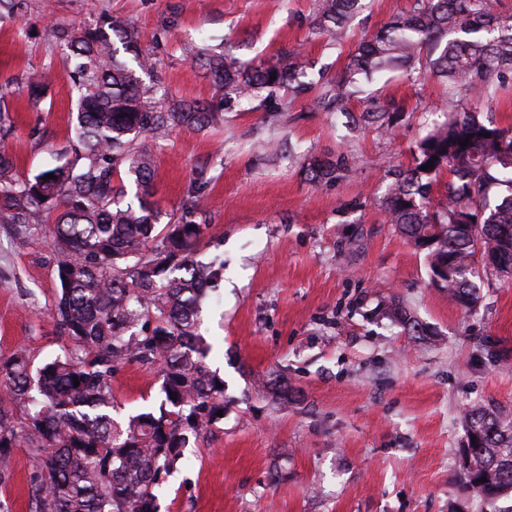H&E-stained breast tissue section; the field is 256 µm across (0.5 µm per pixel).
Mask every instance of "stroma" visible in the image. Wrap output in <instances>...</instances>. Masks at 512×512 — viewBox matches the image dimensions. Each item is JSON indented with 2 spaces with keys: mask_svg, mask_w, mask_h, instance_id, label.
Returning a JSON list of instances; mask_svg holds the SVG:
<instances>
[{
  "mask_svg": "<svg viewBox=\"0 0 512 512\" xmlns=\"http://www.w3.org/2000/svg\"><path fill=\"white\" fill-rule=\"evenodd\" d=\"M410 4L373 0L339 45L311 35L315 0H9L0 7V100L13 125L5 146L23 178L72 157L71 69L52 27L124 16L155 55L168 100L212 102L187 45L255 65L296 48L314 69L336 72ZM45 71L50 89L31 107L17 88ZM383 94L406 109L391 137L348 131L309 96L288 112L254 100L220 124L140 138L165 215L179 214L191 181L206 182L197 258L224 264L200 328L224 379V417L157 488L160 512H478L459 482L461 415L475 404L512 415V282L485 276L479 305L463 313L430 284L423 254L384 223L387 176L441 120L448 90L398 77ZM340 150L351 156L346 177L312 186L307 156ZM58 293L44 225L0 224V356L20 350L37 368L61 354ZM387 296L433 337L382 319ZM276 378L287 402L269 394ZM160 386L156 369L136 362L112 377L123 414L158 408ZM34 471L28 446L0 459V512H30Z\"/></svg>",
  "mask_w": 512,
  "mask_h": 512,
  "instance_id": "obj_1",
  "label": "stroma"
}]
</instances>
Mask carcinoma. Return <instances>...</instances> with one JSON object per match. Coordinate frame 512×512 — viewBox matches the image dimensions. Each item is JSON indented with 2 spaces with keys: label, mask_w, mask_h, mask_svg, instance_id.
Listing matches in <instances>:
<instances>
[{
  "label": "carcinoma",
  "mask_w": 512,
  "mask_h": 512,
  "mask_svg": "<svg viewBox=\"0 0 512 512\" xmlns=\"http://www.w3.org/2000/svg\"><path fill=\"white\" fill-rule=\"evenodd\" d=\"M496 4L412 0L336 76L320 71L311 78L312 64L298 49L256 66L226 54L199 59L227 102L265 90L266 111L285 112L315 91L323 111L388 136L405 108L377 96L374 83L402 75L446 84L445 121L413 146L408 167L390 172L381 207L386 223L425 253L430 283L465 313L480 302L481 274L512 280V251L503 250L504 241L512 242V128L480 119L478 107L512 87V13ZM367 8V0H318L313 31L339 42ZM52 34L74 63L75 156L20 181L12 155L0 147V224H46L60 285L53 316L66 346L34 372L21 351L0 357L8 395L27 413L17 427L0 409V457L21 442L30 447L32 512H159L155 488L224 410V389L217 387L224 379L208 367L198 333L200 302L222 280L224 266L194 256L205 230L197 222L206 204L201 186H190L179 216L156 231L157 168L137 140L163 139L181 125L204 128L221 114L199 101L162 105L151 79L156 60L122 17L80 30L55 27ZM45 79L24 86L30 104L44 97ZM354 100L367 103L358 115ZM349 168L341 151L334 159L308 158L304 171L320 187ZM49 173L56 179L45 178ZM127 179L136 188L128 202ZM380 309L409 335H430L396 298ZM132 362L161 365L163 399L159 412L119 421L112 375ZM462 419L465 431H479L459 449L470 465L462 485L483 512H502L497 502L512 493V421L479 405Z\"/></svg>",
  "instance_id": "cac0c4a2"
}]
</instances>
